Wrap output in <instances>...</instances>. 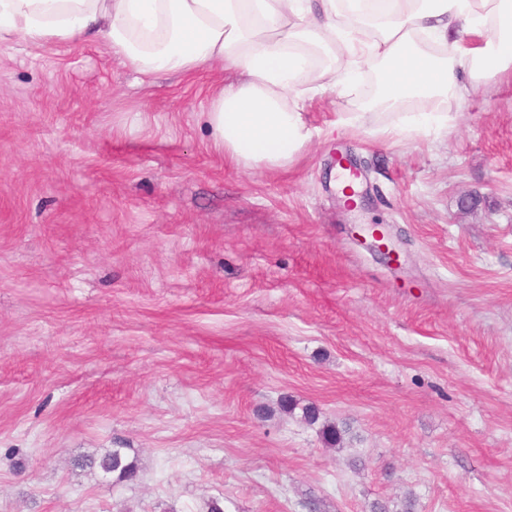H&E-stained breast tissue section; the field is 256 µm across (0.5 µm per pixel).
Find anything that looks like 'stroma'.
<instances>
[{"label":"stroma","instance_id":"stroma-1","mask_svg":"<svg viewBox=\"0 0 512 512\" xmlns=\"http://www.w3.org/2000/svg\"><path fill=\"white\" fill-rule=\"evenodd\" d=\"M228 82L0 43V512H512V79L420 134L317 94L283 169L214 149ZM99 467L105 473H117V477L121 479H130L136 474L133 462L127 461L120 448L112 449L104 454L99 460Z\"/></svg>","mask_w":512,"mask_h":512}]
</instances>
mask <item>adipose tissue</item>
<instances>
[{"label":"adipose tissue","instance_id":"1","mask_svg":"<svg viewBox=\"0 0 512 512\" xmlns=\"http://www.w3.org/2000/svg\"><path fill=\"white\" fill-rule=\"evenodd\" d=\"M0 0V42L99 37L136 72L237 74L210 99L214 148L234 165L284 168L313 136L303 118L306 76H331L346 94L374 64L388 108L431 101L401 116L404 130L448 122L461 82L512 77V0Z\"/></svg>","mask_w":512,"mask_h":512}]
</instances>
